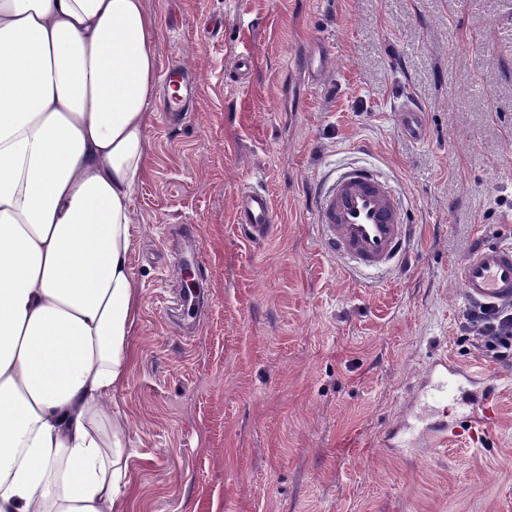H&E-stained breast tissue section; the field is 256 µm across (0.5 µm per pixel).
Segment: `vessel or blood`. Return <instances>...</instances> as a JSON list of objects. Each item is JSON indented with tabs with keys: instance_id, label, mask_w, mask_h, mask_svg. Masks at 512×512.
Here are the masks:
<instances>
[{
	"instance_id": "1",
	"label": "vessel or blood",
	"mask_w": 512,
	"mask_h": 512,
	"mask_svg": "<svg viewBox=\"0 0 512 512\" xmlns=\"http://www.w3.org/2000/svg\"><path fill=\"white\" fill-rule=\"evenodd\" d=\"M398 119L411 140H424L419 110L403 109ZM314 212L321 248L352 271L385 270L408 247L410 229L404 222L402 202L390 183L373 169L350 166L321 184L314 197ZM236 220L245 239H267L273 230L268 194L254 186L242 187ZM456 277L468 302L484 306L512 302V244L476 245ZM448 402L459 408L451 422L437 415ZM492 413V383L440 357L414 385L408 412L388 428L385 438L390 444L401 441L418 448L458 441L481 443Z\"/></svg>"
}]
</instances>
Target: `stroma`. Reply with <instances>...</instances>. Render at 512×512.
Here are the masks:
<instances>
[{
	"instance_id": "35a3bbf8",
	"label": "stroma",
	"mask_w": 512,
	"mask_h": 512,
	"mask_svg": "<svg viewBox=\"0 0 512 512\" xmlns=\"http://www.w3.org/2000/svg\"><path fill=\"white\" fill-rule=\"evenodd\" d=\"M144 5L157 71L192 83L181 121L154 103L131 203L126 512H512V363L472 346L455 275L476 240L512 243V0ZM407 100L423 143L396 121ZM353 162L391 181L415 227L383 275L317 242L310 189ZM246 183L273 204L263 243L236 223ZM438 356L491 379L486 443L386 448Z\"/></svg>"
}]
</instances>
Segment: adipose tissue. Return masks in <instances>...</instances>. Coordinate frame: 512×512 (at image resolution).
I'll return each mask as SVG.
<instances>
[{"label":"adipose tissue","mask_w":512,"mask_h":512,"mask_svg":"<svg viewBox=\"0 0 512 512\" xmlns=\"http://www.w3.org/2000/svg\"><path fill=\"white\" fill-rule=\"evenodd\" d=\"M143 0H0V512H125Z\"/></svg>","instance_id":"ef3b65f1"}]
</instances>
